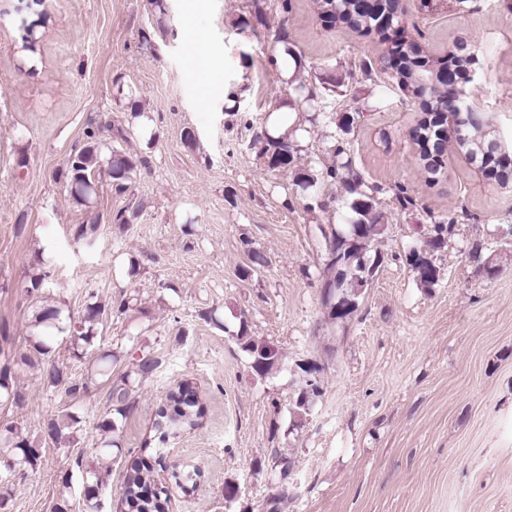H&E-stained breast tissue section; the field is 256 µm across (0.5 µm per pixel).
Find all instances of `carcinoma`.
Here are the masks:
<instances>
[{
	"instance_id": "obj_1",
	"label": "carcinoma",
	"mask_w": 512,
	"mask_h": 512,
	"mask_svg": "<svg viewBox=\"0 0 512 512\" xmlns=\"http://www.w3.org/2000/svg\"><path fill=\"white\" fill-rule=\"evenodd\" d=\"M318 15L325 26L334 28L342 26L353 31L368 33L379 27L383 16L388 20L398 19L401 11L400 0H380L379 14H374L363 6L361 0H315ZM264 19L261 0H252L251 19H236L232 27L242 30ZM441 65V60L424 55L415 50L414 45L407 47L404 53V66L398 72V85L407 94L420 100L422 117L412 129L414 138L422 148L421 165L425 173L434 176L440 172L442 161L433 157L435 143L442 139L446 123L443 112L448 110V100L452 91L437 89L434 72ZM325 138L332 144L333 162L326 168V177L342 180L349 205V215L345 227L332 232L331 243L336 237L343 236L352 241V246L344 257L341 275H336L333 263H328L323 271L322 280L325 288V307L327 317L332 321H343L349 314H340L339 307L358 305L361 289L375 275L378 265L369 255L371 242L382 233L383 225L378 223L376 214V188L369 186L362 175L353 168L352 157L339 144V136L349 130L350 119L343 116L334 121L328 115L323 116ZM491 139H498L496 130L491 125L472 127L457 139L458 149L467 156L480 161L481 148ZM252 144L261 145L260 156L272 169L293 170L297 167L299 143L293 134L286 133L274 137L270 128L265 126L253 132ZM146 165L143 158L134 157L124 151L114 150L101 141L96 131L87 132V143L67 160L65 171L66 191L79 205H88L97 195L98 183L102 174H107L112 182L113 191L122 195L128 188V182L138 168ZM293 185L300 193L315 199L318 190V177L305 172L295 174ZM448 225H434L433 236L426 245L415 244L406 253V262L414 272L417 281L424 288H430L437 282L436 266L430 262L432 252L446 244ZM133 296L122 295L121 299L110 307L101 304L88 307L87 314L78 322H71L66 327L58 328L68 332L73 341L81 343L87 349L95 338L94 326L103 316L117 311L123 313L130 309ZM59 319V310L54 307L43 308L35 317L34 330L27 336L31 354L20 356L21 364L38 369L40 383L48 388H64L69 396L80 393L84 384L70 380L64 366L52 357V348L47 345L40 327L54 326ZM236 339L252 359V368L264 374L270 371L277 360V352L271 345L249 336L246 320H240ZM160 366V361L148 353L133 357L131 368L125 372L119 382L111 385L110 399L115 414L123 417L127 409V399L135 381L152 376ZM321 393L320 381L313 377L305 381V386L296 398L295 408L300 413H307L314 398ZM20 399L14 390L12 366L0 368V406H6ZM205 409L200 402L194 383L188 379L178 380L169 386L165 398L158 405L151 426V434L142 442V448L151 447L157 441L165 444L181 434L200 425ZM77 418L72 414L59 415L48 420L46 435L55 442L70 440L76 428ZM104 436L103 447L115 445L114 435L119 430L117 419L105 417L99 423ZM0 458L6 459L7 466L13 470L28 471L36 469L42 458L39 444L24 436L16 427L7 429V434L0 439ZM197 470L187 466L173 469L169 480L175 486L185 489L193 482ZM155 465L139 456L126 464L122 487V512H168L169 487L156 479ZM102 482L95 475L85 478L80 488L84 503L92 510H97Z\"/></svg>"
}]
</instances>
